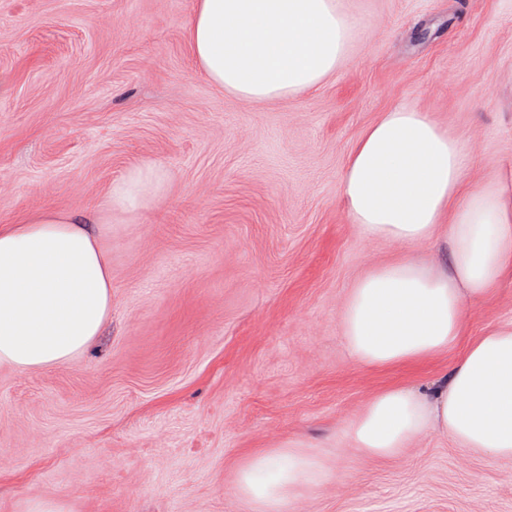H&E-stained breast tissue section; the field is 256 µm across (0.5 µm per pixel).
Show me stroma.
I'll list each match as a JSON object with an SVG mask.
<instances>
[{
    "instance_id": "35a3bbf8",
    "label": "stroma",
    "mask_w": 512,
    "mask_h": 512,
    "mask_svg": "<svg viewBox=\"0 0 512 512\" xmlns=\"http://www.w3.org/2000/svg\"><path fill=\"white\" fill-rule=\"evenodd\" d=\"M349 60L316 91L245 103L195 65V0H0V224L84 217L112 267V313L72 361L0 366V512H255L235 481L295 441L339 474L287 512H512V460L438 432L361 456L344 425L373 393L428 390L453 353L354 362L349 288L444 235L366 237L339 197L379 113L413 106L464 143L468 177L512 168V0H341ZM135 166L146 210L106 215ZM512 322V277L468 304L465 339ZM163 171L156 167H134L114 183L105 201L109 215L112 211L133 213L150 207L165 185Z\"/></svg>"
}]
</instances>
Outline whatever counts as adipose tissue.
I'll list each match as a JSON object with an SVG mask.
<instances>
[{
	"instance_id": "ef3b65f1",
	"label": "adipose tissue",
	"mask_w": 512,
	"mask_h": 512,
	"mask_svg": "<svg viewBox=\"0 0 512 512\" xmlns=\"http://www.w3.org/2000/svg\"><path fill=\"white\" fill-rule=\"evenodd\" d=\"M188 26L203 76L245 102L317 90L346 62L354 36L339 0H196ZM469 165L457 136L408 105L380 113L348 155L339 196L364 235L411 246L444 224L450 245L448 264L405 258L354 283L341 312L348 353L389 367L458 352L430 392L392 386L365 402L342 430L361 455H400L436 429L470 452L512 458V325L462 340L466 302L512 274V181L470 183ZM164 185L161 169L132 168L105 208L146 209ZM111 312L112 270L83 222L46 209L0 225V365L67 363ZM332 476L324 453L291 443L252 456L238 487L256 512H281Z\"/></svg>"
}]
</instances>
